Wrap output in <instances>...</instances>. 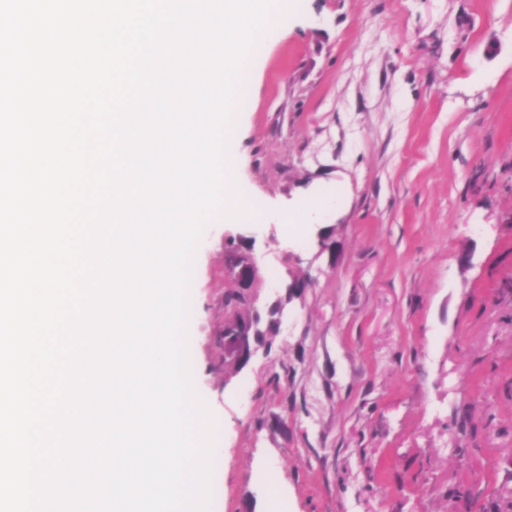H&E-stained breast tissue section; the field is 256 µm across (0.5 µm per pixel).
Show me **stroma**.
Segmentation results:
<instances>
[{"label": "stroma", "mask_w": 512, "mask_h": 512, "mask_svg": "<svg viewBox=\"0 0 512 512\" xmlns=\"http://www.w3.org/2000/svg\"><path fill=\"white\" fill-rule=\"evenodd\" d=\"M231 153L256 216L206 229L191 283L210 512H512V0H297Z\"/></svg>", "instance_id": "obj_1"}]
</instances>
